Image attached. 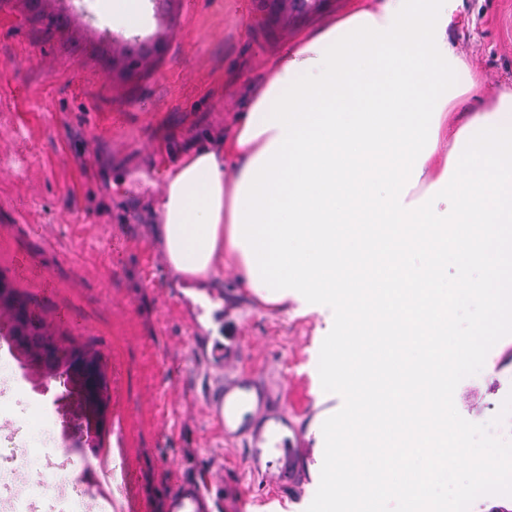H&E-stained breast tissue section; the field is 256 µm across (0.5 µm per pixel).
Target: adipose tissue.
Listing matches in <instances>:
<instances>
[{
    "label": "adipose tissue",
    "instance_id": "adipose-tissue-1",
    "mask_svg": "<svg viewBox=\"0 0 512 512\" xmlns=\"http://www.w3.org/2000/svg\"><path fill=\"white\" fill-rule=\"evenodd\" d=\"M462 2L353 0L302 31L268 59L234 134L187 152L154 204L176 273L204 280L229 262L263 303L321 318L319 402L367 389L366 346L336 341L344 316L360 336L401 337L376 360L393 379L413 368L408 402L345 422L361 478L389 480L402 512L447 483L437 457L463 437L440 379L491 326L512 331V90L489 92L457 53ZM449 258L486 267V314L462 340L449 333L469 290L449 284ZM313 446L316 481L346 482L335 422Z\"/></svg>",
    "mask_w": 512,
    "mask_h": 512
}]
</instances>
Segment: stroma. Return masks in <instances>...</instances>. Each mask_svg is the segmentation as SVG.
I'll return each mask as SVG.
<instances>
[{"label": "stroma", "instance_id": "obj_1", "mask_svg": "<svg viewBox=\"0 0 512 512\" xmlns=\"http://www.w3.org/2000/svg\"><path fill=\"white\" fill-rule=\"evenodd\" d=\"M172 0L133 34L103 23L90 0H47L66 28L46 30L23 0H0V276L29 303L62 346L77 343L104 362L110 422L102 436L109 482L86 488L85 512H169L179 481L207 493L214 512H316L306 433L322 413L314 392L322 360L317 315L258 302L239 288L233 268L200 281L220 292L206 329L237 356L240 380L282 386L283 433L298 443L302 480L266 481L246 441L221 436L203 397L212 379L197 357L173 295L183 284L157 236L154 202L169 168L185 152L231 135L263 74L266 57L293 43L349 0ZM455 44L491 90L512 88V0H463ZM147 48L140 61L111 65L113 50ZM0 317V460L16 482L35 480L42 460L58 464L45 488L46 512H75L62 493L92 467L68 460L46 420H59L51 381L31 390ZM490 370L467 382L453 376L454 422L464 453L450 486L439 487L436 512H455L461 489L497 481L509 455L475 471L474 432L511 394L499 373L512 371V335L493 330L483 344Z\"/></svg>", "mask_w": 512, "mask_h": 512}]
</instances>
